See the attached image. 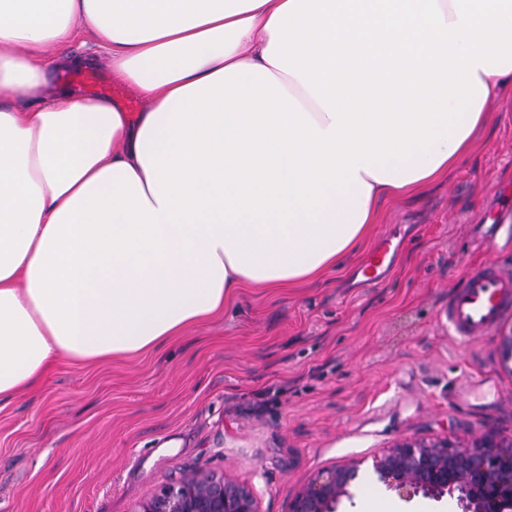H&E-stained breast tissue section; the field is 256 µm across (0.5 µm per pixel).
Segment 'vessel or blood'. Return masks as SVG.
<instances>
[{"instance_id":"1","label":"vessel or blood","mask_w":512,"mask_h":512,"mask_svg":"<svg viewBox=\"0 0 512 512\" xmlns=\"http://www.w3.org/2000/svg\"><path fill=\"white\" fill-rule=\"evenodd\" d=\"M396 250L389 238L372 250L361 269L364 281L376 284L385 279ZM510 315L512 271L503 270L491 262L468 269L463 285L449 294L445 309L449 334L464 344L488 337Z\"/></svg>"}]
</instances>
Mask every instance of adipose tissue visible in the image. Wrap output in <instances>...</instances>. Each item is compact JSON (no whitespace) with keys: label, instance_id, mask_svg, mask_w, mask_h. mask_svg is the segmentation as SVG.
Segmentation results:
<instances>
[{"label":"adipose tissue","instance_id":"ef3b65f1","mask_svg":"<svg viewBox=\"0 0 512 512\" xmlns=\"http://www.w3.org/2000/svg\"><path fill=\"white\" fill-rule=\"evenodd\" d=\"M510 93L512 0H0V401L320 281ZM83 72H92L97 75H99L103 81L111 87L112 93L103 95L107 93V88H105V84L102 80L99 78L93 77L91 78L90 85L96 86V88L90 92V95L92 98H99V97H106L111 99L112 101L120 104L126 112H129L130 115L134 116L138 112H141V110L144 107V103L142 100H140L138 97H136L131 90L126 87L125 85L118 83V82H112V77L103 72L102 70H97L94 68L84 67V68H72L68 70L61 71L59 74L60 80L69 85L70 87L74 88L75 90L79 91L82 95L90 96L86 93L85 88L76 82L73 79V76L75 73H83ZM102 95V96H97ZM96 96V97H94Z\"/></svg>","mask_w":512,"mask_h":512}]
</instances>
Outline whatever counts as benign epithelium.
I'll return each instance as SVG.
<instances>
[{
    "label": "benign epithelium",
    "instance_id": "benign-epithelium-1",
    "mask_svg": "<svg viewBox=\"0 0 512 512\" xmlns=\"http://www.w3.org/2000/svg\"><path fill=\"white\" fill-rule=\"evenodd\" d=\"M378 480L399 496L458 495L463 512H512V441L487 434L466 446L414 438L377 458ZM358 478V465L318 472L291 500L289 512H335ZM134 512H260L253 491L230 475L191 474L163 488Z\"/></svg>",
    "mask_w": 512,
    "mask_h": 512
}]
</instances>
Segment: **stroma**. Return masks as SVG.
<instances>
[{"instance_id":"35a3bbf8","label":"stroma","mask_w":512,"mask_h":512,"mask_svg":"<svg viewBox=\"0 0 512 512\" xmlns=\"http://www.w3.org/2000/svg\"><path fill=\"white\" fill-rule=\"evenodd\" d=\"M476 151L420 199L390 203L372 241L404 248L385 281L358 287L361 256L319 283L241 292L160 351L79 367L62 359L35 392L0 404V512H132L184 475H232L260 512H288L318 471L359 465L339 512H461L457 498L403 500L375 456L406 438H512L505 319L458 343L440 311L468 268L512 267V95ZM491 396L459 403V389Z\"/></svg>"}]
</instances>
